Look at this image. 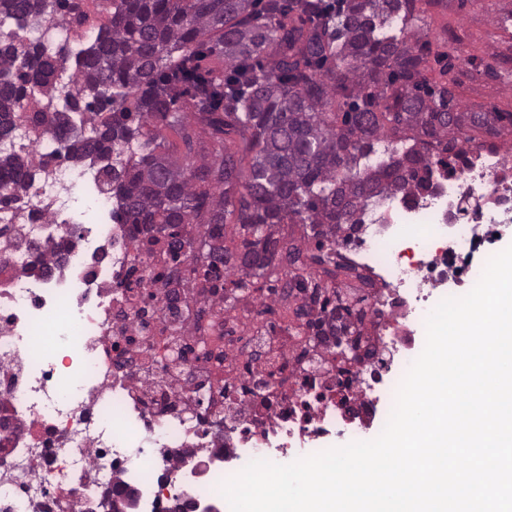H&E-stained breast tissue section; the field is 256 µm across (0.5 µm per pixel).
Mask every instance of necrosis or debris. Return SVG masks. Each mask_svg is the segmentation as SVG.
I'll use <instances>...</instances> for the list:
<instances>
[{"label": "necrosis or debris", "mask_w": 512, "mask_h": 512, "mask_svg": "<svg viewBox=\"0 0 512 512\" xmlns=\"http://www.w3.org/2000/svg\"><path fill=\"white\" fill-rule=\"evenodd\" d=\"M5 155L37 175L0 187V512H109L121 483L137 512H227L219 487L252 461L374 439L427 316L512 231V148H459L442 192L375 198L323 249L354 280L353 317L308 282L209 276L224 241L200 225L180 226L176 259L163 225L114 223L100 163L69 161L30 117Z\"/></svg>", "instance_id": "1"}]
</instances>
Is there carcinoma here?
<instances>
[{
    "label": "carcinoma",
    "instance_id": "carcinoma-1",
    "mask_svg": "<svg viewBox=\"0 0 512 512\" xmlns=\"http://www.w3.org/2000/svg\"><path fill=\"white\" fill-rule=\"evenodd\" d=\"M108 24L68 56L26 33L54 21L68 0H0V139L32 100L51 97L58 67L75 63L74 91L43 118L68 159L102 163L122 224H190L205 207L211 236L236 216L241 251L224 250L237 288L265 269L272 227L305 224L317 247L353 232L368 202L431 187L432 151L465 127L497 130L487 112H462L446 78L451 53L411 41L417 0H111ZM441 65L434 84L429 56ZM116 119L90 133L82 115ZM196 123L220 135L209 162L179 165L156 149L162 121L187 148ZM409 146L377 166L367 159L387 131ZM35 174L0 156V184Z\"/></svg>",
    "mask_w": 512,
    "mask_h": 512
}]
</instances>
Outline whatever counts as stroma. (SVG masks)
I'll return each instance as SVG.
<instances>
[{
    "instance_id": "obj_1",
    "label": "stroma",
    "mask_w": 512,
    "mask_h": 512,
    "mask_svg": "<svg viewBox=\"0 0 512 512\" xmlns=\"http://www.w3.org/2000/svg\"><path fill=\"white\" fill-rule=\"evenodd\" d=\"M417 37L430 41L433 50L453 52V74L457 80V98L465 112L512 113V0H440L430 7ZM456 45H449V38ZM156 132L181 163L200 162L208 156L215 137L210 129L194 126L193 146L185 148L179 136L164 125ZM275 238L298 244L305 256L299 272L321 287L343 288L347 280L341 275H326L312 262L317 247L300 224H279Z\"/></svg>"
}]
</instances>
